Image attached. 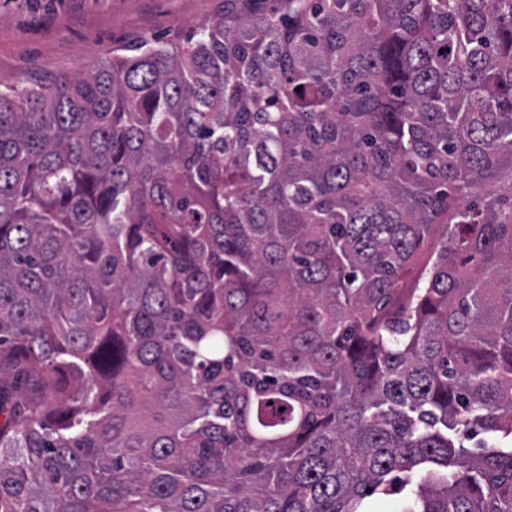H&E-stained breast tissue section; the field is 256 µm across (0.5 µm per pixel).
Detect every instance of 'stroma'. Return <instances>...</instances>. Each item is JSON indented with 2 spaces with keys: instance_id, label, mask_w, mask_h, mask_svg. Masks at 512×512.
<instances>
[{
  "instance_id": "1",
  "label": "stroma",
  "mask_w": 512,
  "mask_h": 512,
  "mask_svg": "<svg viewBox=\"0 0 512 512\" xmlns=\"http://www.w3.org/2000/svg\"><path fill=\"white\" fill-rule=\"evenodd\" d=\"M224 0H0V84L71 74L115 49L184 37Z\"/></svg>"
}]
</instances>
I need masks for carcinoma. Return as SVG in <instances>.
Segmentation results:
<instances>
[{
  "label": "carcinoma",
  "instance_id": "1",
  "mask_svg": "<svg viewBox=\"0 0 512 512\" xmlns=\"http://www.w3.org/2000/svg\"><path fill=\"white\" fill-rule=\"evenodd\" d=\"M283 4L0 88V512H512V0Z\"/></svg>",
  "mask_w": 512,
  "mask_h": 512
}]
</instances>
